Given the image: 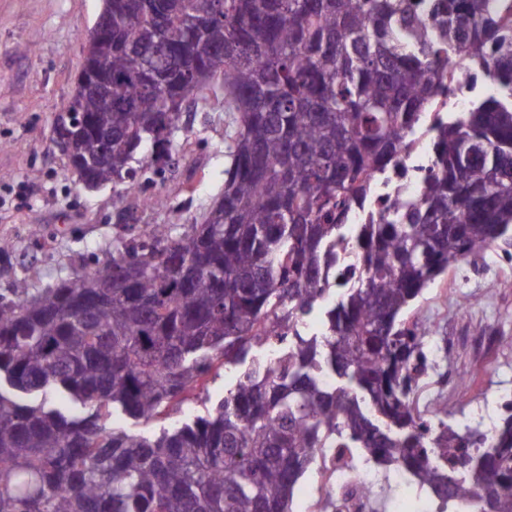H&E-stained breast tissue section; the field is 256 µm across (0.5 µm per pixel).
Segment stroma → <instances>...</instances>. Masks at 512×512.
I'll return each mask as SVG.
<instances>
[{"instance_id":"stroma-1","label":"stroma","mask_w":512,"mask_h":512,"mask_svg":"<svg viewBox=\"0 0 512 512\" xmlns=\"http://www.w3.org/2000/svg\"><path fill=\"white\" fill-rule=\"evenodd\" d=\"M102 0H0V294L17 281L34 289L94 268L111 252L124 224H192L224 188V89L191 112L177 137L175 164L146 173L128 191L127 216L112 186L88 191L52 142L53 122L76 87L87 35ZM29 54H21L24 45ZM161 195L163 205L150 204ZM414 309L433 328L426 343L448 345L447 372L466 371L473 397L448 395L449 411L474 416L493 409L497 391L512 390V260L487 250L475 264L448 270L424 290Z\"/></svg>"}]
</instances>
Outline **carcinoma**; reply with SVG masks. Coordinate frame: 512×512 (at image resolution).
I'll use <instances>...</instances> for the list:
<instances>
[{"instance_id": "obj_1", "label": "carcinoma", "mask_w": 512, "mask_h": 512, "mask_svg": "<svg viewBox=\"0 0 512 512\" xmlns=\"http://www.w3.org/2000/svg\"><path fill=\"white\" fill-rule=\"evenodd\" d=\"M90 31L97 87L66 153L82 183L170 167L184 114L224 84V190L173 236L31 294L0 296V512H293L321 448H359L425 485L436 512H512V404L486 434L421 411L412 306L451 268L512 241V93L429 113L466 58L512 87V0H110ZM429 124L418 200L348 231L371 183ZM355 279L329 278L334 247ZM318 312L321 333L309 335ZM235 384L157 433L215 363Z\"/></svg>"}]
</instances>
